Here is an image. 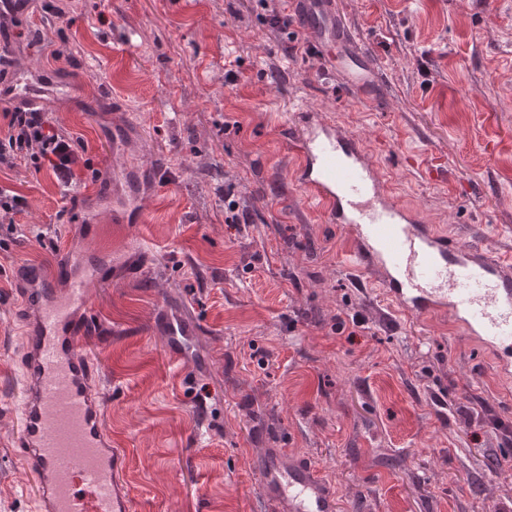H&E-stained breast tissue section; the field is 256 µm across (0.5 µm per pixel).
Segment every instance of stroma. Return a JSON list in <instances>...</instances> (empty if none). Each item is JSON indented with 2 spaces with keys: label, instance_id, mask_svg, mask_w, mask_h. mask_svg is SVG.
Wrapping results in <instances>:
<instances>
[{
  "label": "stroma",
  "instance_id": "stroma-1",
  "mask_svg": "<svg viewBox=\"0 0 512 512\" xmlns=\"http://www.w3.org/2000/svg\"><path fill=\"white\" fill-rule=\"evenodd\" d=\"M61 7L52 29L42 11L23 19L18 70L71 84L50 108L90 165L68 190L28 160L0 170V188L28 200L0 223V512H35L12 447L14 269L54 273L89 223L122 261L90 288L77 352L98 366L133 512H275L253 469L265 448L316 465L340 512L512 504V379L444 321L384 317L376 273L351 272L347 230L306 199L277 135L304 105L334 117L429 223L512 253V0H336L383 72L377 111L323 80L309 36L272 25L261 0ZM422 152L448 183L407 166ZM134 168L163 177L141 193L144 223H113L103 197ZM161 308L197 328L184 365L154 325Z\"/></svg>",
  "mask_w": 512,
  "mask_h": 512
}]
</instances>
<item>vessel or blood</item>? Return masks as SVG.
Listing matches in <instances>:
<instances>
[{"instance_id":"b4317fda","label":"vessel or blood","mask_w":512,"mask_h":512,"mask_svg":"<svg viewBox=\"0 0 512 512\" xmlns=\"http://www.w3.org/2000/svg\"><path fill=\"white\" fill-rule=\"evenodd\" d=\"M296 27L327 75L356 102H378L383 77L337 15L333 0H288ZM64 83L33 72L0 83V100L41 103ZM280 139L296 157L295 182L328 216L348 228L353 267L378 271L384 294L408 318L444 317L449 330L497 355V374L512 376V266L467 248L403 204L364 141L318 111L301 109ZM111 259L89 263L68 254L55 274L33 264L15 270L23 312L16 454L50 512H131L122 490L124 459L104 434L93 364L77 352L91 322L89 289L106 280ZM170 353L183 359L194 331L167 321ZM263 498L278 512H338L332 484L282 448L254 463Z\"/></svg>"}]
</instances>
